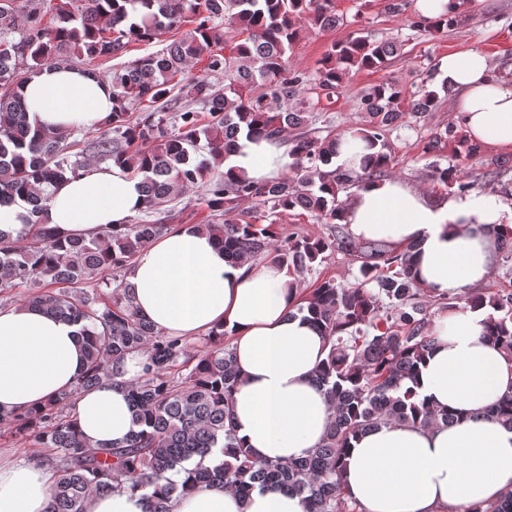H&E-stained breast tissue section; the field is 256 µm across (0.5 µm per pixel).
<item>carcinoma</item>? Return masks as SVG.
I'll return each mask as SVG.
<instances>
[{
    "instance_id": "carcinoma-1",
    "label": "carcinoma",
    "mask_w": 512,
    "mask_h": 512,
    "mask_svg": "<svg viewBox=\"0 0 512 512\" xmlns=\"http://www.w3.org/2000/svg\"><path fill=\"white\" fill-rule=\"evenodd\" d=\"M22 11L27 27L16 38ZM43 13L44 0H0V202L17 196L31 206L28 232L14 239L0 231V292L29 288L25 305L82 325L86 367L77 389L110 382L127 393L132 408L126 441L98 448L77 432L71 392L38 409L0 416V425L14 436L31 437L43 448L38 458L54 475L47 512H84L89 495L121 489L144 492L149 512H172V502L198 485L226 488L241 498L276 486L302 497L307 512H356L341 483L351 438L388 424L459 423L458 415L430 406L417 390L419 364L435 344L432 326L439 313L462 304L491 308L487 336L512 358L511 288L490 294L476 288L432 301L412 271L417 244L357 243L336 223L345 207L342 189L391 175L395 156L386 132L404 125L408 115L428 117L439 106V93L423 87L407 96L382 81L361 92L365 124L311 135L316 115L301 98L305 73L291 67L287 53L300 40L298 17L322 30L344 24L334 0H60L50 24L42 23ZM217 19L240 36L227 56L214 51L224 43ZM466 21L460 11L435 22L414 13L410 24L442 34ZM184 24L191 25L186 36L112 71L113 107L97 126V154L141 178L149 212L168 203L174 188L203 182V202L212 212L229 215L251 202L302 209L329 227L314 237H281L273 224L243 218L197 225L236 263H274L296 279L337 252L360 262V278L352 285L328 278L302 290L298 312L307 313L328 341L316 382L325 389L331 414L321 444L298 460L257 461L236 437L231 396L239 373L224 332L208 331L206 345L194 350L138 314L121 272L166 225L129 222L87 239L65 236L40 217L46 188L75 176L88 160L72 161L65 154L72 130L29 125L22 94L27 79L48 65L122 54L130 42H150ZM398 50L394 41L352 35L322 59L320 85L333 94L352 71L383 69ZM205 52L208 74L185 75ZM212 74L224 76V87L210 80ZM177 86L200 109L180 110L170 128L161 102ZM133 110L139 112L134 119ZM463 123L461 116L448 122L423 152L439 151L446 137L456 156H478L481 146L460 133ZM243 132L287 138L294 158L289 174L261 183L208 178L213 166L235 153ZM348 134L372 150L357 169L334 165L337 145ZM431 168L434 180L456 194L475 187L457 165L443 167L435 160ZM506 172L496 160L481 177L498 183L501 197L509 200ZM98 273L115 283L104 299L84 291ZM135 358L141 370L128 378L126 361ZM479 415L512 430V392Z\"/></svg>"
}]
</instances>
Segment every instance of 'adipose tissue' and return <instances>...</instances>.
I'll use <instances>...</instances> for the list:
<instances>
[{
	"mask_svg": "<svg viewBox=\"0 0 512 512\" xmlns=\"http://www.w3.org/2000/svg\"><path fill=\"white\" fill-rule=\"evenodd\" d=\"M441 76L459 92L470 139L511 152L512 82L496 78L475 50L449 54ZM23 96L34 125L93 128L112 110L111 81L80 68H43ZM291 162L287 140L243 137L227 165L263 181ZM143 202L139 178L92 163L49 189L44 220L62 234L89 238L126 223ZM342 222L358 242L416 243L417 277L442 297L485 282L494 259L492 227L512 225V207L493 191L434 205L416 188L385 180L356 190ZM127 279L139 315L169 335L192 338L223 326L242 379L233 395L237 436L256 458H299L320 444L330 410L315 372L327 349L319 329L297 314L300 290L286 269L228 262L207 233L178 226L138 253ZM488 314L442 312L436 343L420 366V395L462 414L461 424H389L352 440L343 481L362 512H465L500 501L512 488V431L479 415L512 389V360L485 339ZM84 364L79 325L34 307L0 308V413L73 390ZM73 415L94 444L122 442L132 426L125 392L109 383L79 393ZM50 488L51 473L40 461L0 457V512H46ZM173 512H306V505L280 489L258 488L243 499L203 487L179 498Z\"/></svg>",
	"mask_w": 512,
	"mask_h": 512,
	"instance_id": "ef3b65f1",
	"label": "adipose tissue"
}]
</instances>
